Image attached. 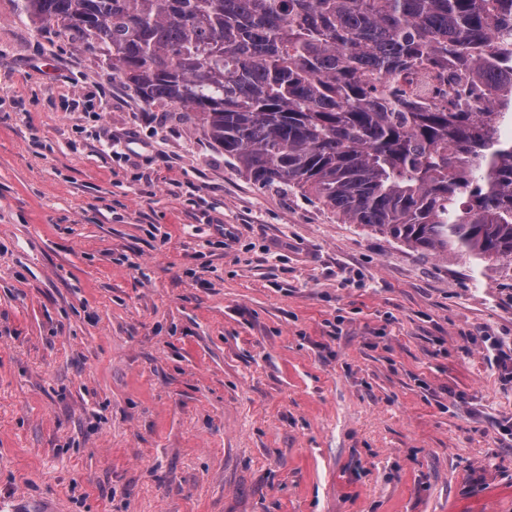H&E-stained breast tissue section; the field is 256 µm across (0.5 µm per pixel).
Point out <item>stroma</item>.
I'll list each match as a JSON object with an SVG mask.
<instances>
[{"instance_id": "obj_1", "label": "stroma", "mask_w": 512, "mask_h": 512, "mask_svg": "<svg viewBox=\"0 0 512 512\" xmlns=\"http://www.w3.org/2000/svg\"><path fill=\"white\" fill-rule=\"evenodd\" d=\"M485 332L512 267L254 184L0 0V512H512Z\"/></svg>"}]
</instances>
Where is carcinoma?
<instances>
[{
  "mask_svg": "<svg viewBox=\"0 0 512 512\" xmlns=\"http://www.w3.org/2000/svg\"><path fill=\"white\" fill-rule=\"evenodd\" d=\"M246 178L423 256L512 265V0H20ZM433 71L430 96L405 87ZM479 90L480 110L470 97Z\"/></svg>",
  "mask_w": 512,
  "mask_h": 512,
  "instance_id": "1",
  "label": "carcinoma"
}]
</instances>
